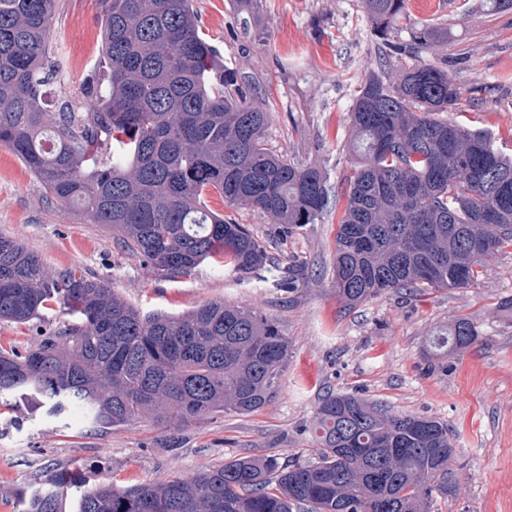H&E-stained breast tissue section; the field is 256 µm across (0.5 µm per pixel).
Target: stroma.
Returning <instances> with one entry per match:
<instances>
[{"instance_id":"stroma-1","label":"stroma","mask_w":512,"mask_h":512,"mask_svg":"<svg viewBox=\"0 0 512 512\" xmlns=\"http://www.w3.org/2000/svg\"><path fill=\"white\" fill-rule=\"evenodd\" d=\"M198 24L225 66L271 114L270 149L325 168L339 183L352 168L348 143L354 96L370 76L398 82L418 62L406 31L381 43L361 0H192ZM415 21L447 32L430 60L462 91L451 117L489 131L512 151V11L490 13L480 0L422 12ZM52 39L63 63L53 97L85 102L86 86L107 81L99 0H55ZM212 210L247 225L271 261L253 274L232 264L201 263L170 279L128 251L82 210L49 197L14 152L0 145V234L22 241L50 269L75 268L107 280L142 313L179 314L217 300L260 308L290 341L277 394L251 414L232 411L185 426L143 420L109 429L90 427L82 407L60 420L35 406L0 412V512H18L60 470L76 484L62 512H77L81 494L102 482L128 486L190 477L247 455L313 460L310 433L320 399L355 393L396 413L447 424L454 443L452 487L441 512H512V249L489 258L467 288L426 295L381 294L344 309L333 288L336 217L291 231L258 212L225 205ZM293 288L278 282L287 269ZM479 337L461 350L431 354V336L458 315ZM53 313L24 324L0 322V342L30 345L62 325Z\"/></svg>"}]
</instances>
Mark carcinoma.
<instances>
[{
  "label": "carcinoma",
  "mask_w": 512,
  "mask_h": 512,
  "mask_svg": "<svg viewBox=\"0 0 512 512\" xmlns=\"http://www.w3.org/2000/svg\"><path fill=\"white\" fill-rule=\"evenodd\" d=\"M374 35L405 29L418 53L441 38L407 0H362ZM55 0H0V143L57 202L75 205L155 270L186 277L207 259L250 274L268 260L243 224L205 205L217 192L290 230L345 200L333 268L348 309L382 293L467 288L512 248V157L447 118L461 88L421 63L397 85L370 76L350 112L352 170L275 154L271 115L237 87L199 29L191 0H100L107 85L93 109L48 97L61 74L50 40ZM63 325L25 348L0 343V407L33 400L52 417L86 410L99 428L145 417L178 425L248 414L272 398L290 343L261 310L218 301L186 314H143L100 278L51 271L0 236V322L47 312ZM479 333L466 315L430 347L460 350ZM315 460L242 456L191 477L86 491L79 512H439L448 495V425L327 393L311 426ZM62 471L22 512H62Z\"/></svg>",
  "instance_id": "obj_1"
}]
</instances>
